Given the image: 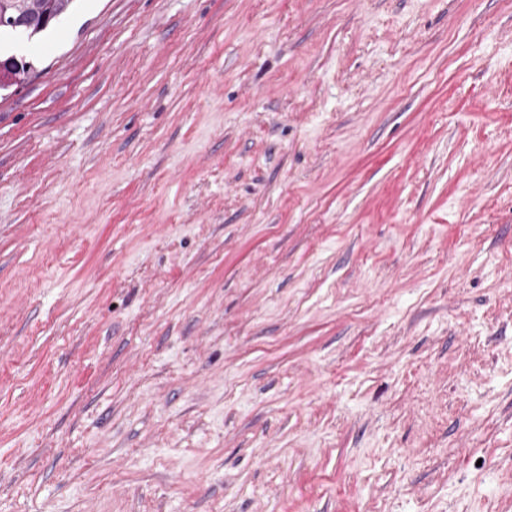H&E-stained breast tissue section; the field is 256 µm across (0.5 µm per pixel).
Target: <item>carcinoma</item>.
<instances>
[{"mask_svg":"<svg viewBox=\"0 0 512 512\" xmlns=\"http://www.w3.org/2000/svg\"><path fill=\"white\" fill-rule=\"evenodd\" d=\"M74 0H0V37L35 36L65 16Z\"/></svg>","mask_w":512,"mask_h":512,"instance_id":"cac0c4a2","label":"carcinoma"}]
</instances>
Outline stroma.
Masks as SVG:
<instances>
[{"label":"stroma","mask_w":512,"mask_h":512,"mask_svg":"<svg viewBox=\"0 0 512 512\" xmlns=\"http://www.w3.org/2000/svg\"><path fill=\"white\" fill-rule=\"evenodd\" d=\"M0 90V512H512V0H77Z\"/></svg>","instance_id":"1"}]
</instances>
